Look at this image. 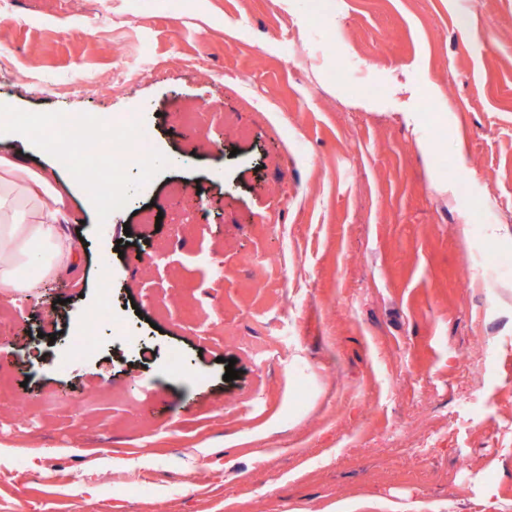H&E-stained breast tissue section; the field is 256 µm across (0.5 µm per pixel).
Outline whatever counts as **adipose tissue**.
<instances>
[{"mask_svg":"<svg viewBox=\"0 0 512 512\" xmlns=\"http://www.w3.org/2000/svg\"><path fill=\"white\" fill-rule=\"evenodd\" d=\"M45 174L0 159V297L36 295L43 282L71 268L66 211Z\"/></svg>","mask_w":512,"mask_h":512,"instance_id":"1","label":"adipose tissue"}]
</instances>
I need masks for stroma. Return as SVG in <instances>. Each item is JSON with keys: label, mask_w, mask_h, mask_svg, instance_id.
<instances>
[{"label": "stroma", "mask_w": 512, "mask_h": 512, "mask_svg": "<svg viewBox=\"0 0 512 512\" xmlns=\"http://www.w3.org/2000/svg\"><path fill=\"white\" fill-rule=\"evenodd\" d=\"M0 110L132 117L156 160L105 220L0 139L77 256L0 300V512H512V274L475 260L512 259V0H8ZM109 318V311L104 302L87 309L80 321L81 333L69 344L68 355L70 358H82L92 354L96 350L92 332Z\"/></svg>", "instance_id": "35a3bbf8"}]
</instances>
